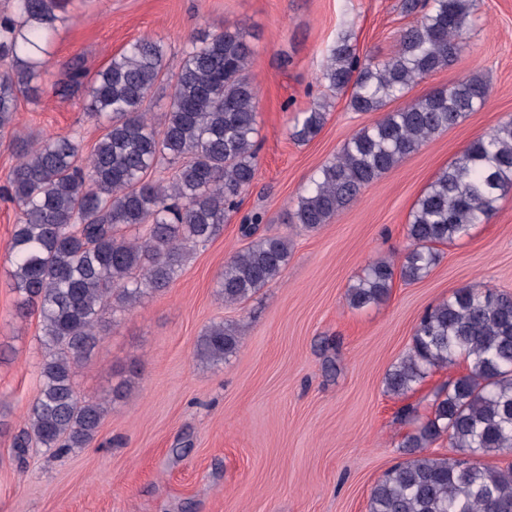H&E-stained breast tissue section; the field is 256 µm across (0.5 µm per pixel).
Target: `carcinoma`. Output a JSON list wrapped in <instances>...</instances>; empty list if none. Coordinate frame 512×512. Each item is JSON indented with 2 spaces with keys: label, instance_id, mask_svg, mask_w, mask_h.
Listing matches in <instances>:
<instances>
[{
  "label": "carcinoma",
  "instance_id": "carcinoma-1",
  "mask_svg": "<svg viewBox=\"0 0 512 512\" xmlns=\"http://www.w3.org/2000/svg\"><path fill=\"white\" fill-rule=\"evenodd\" d=\"M475 2L403 0V12L417 19L382 60L361 57L350 34L337 37L321 78L338 93L351 91L353 111L383 115L309 179L290 223L308 229L329 223L362 188L485 105L490 86L475 73L384 111L458 59ZM63 4L12 0L11 13L0 16V59L10 62L0 71L1 132L12 125L19 98L41 92L38 72ZM166 55L163 40L143 38L90 78L81 62L71 64L59 91L87 79L84 110L103 127L88 156L70 134L18 138L8 176L20 210L9 277L19 313H39L42 350L40 391L14 441L20 457L32 442L59 454L95 440L108 406L78 397L76 369L109 324L168 288L190 252L221 232L257 174V91L248 75L255 51L245 32L233 25L193 38L156 119L150 104ZM326 120L325 106L314 104L290 136L309 142ZM509 190L512 121L473 141L437 175L412 209L400 266L370 262L349 286L348 304L360 309L383 301L397 275L407 282L425 278L439 261L438 246L488 222ZM123 226L141 233L128 239ZM289 257L288 238H258L224 265L218 297L243 301L278 278ZM239 339L235 325L213 323L197 342V357L220 364ZM459 360L466 372L435 394L431 415L403 442L407 458L372 488L369 512H512V467L476 460L512 449V296L469 285L427 309L386 389L405 395L430 371ZM443 436L456 455L427 454Z\"/></svg>",
  "mask_w": 512,
  "mask_h": 512
}]
</instances>
